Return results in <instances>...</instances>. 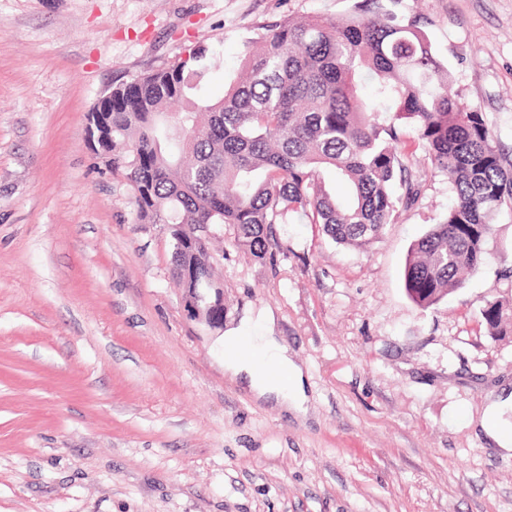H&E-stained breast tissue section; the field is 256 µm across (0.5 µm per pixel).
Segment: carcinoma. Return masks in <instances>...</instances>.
I'll use <instances>...</instances> for the list:
<instances>
[{"label": "carcinoma", "instance_id": "obj_1", "mask_svg": "<svg viewBox=\"0 0 512 512\" xmlns=\"http://www.w3.org/2000/svg\"><path fill=\"white\" fill-rule=\"evenodd\" d=\"M400 0H360L339 19L281 18L243 42L244 75L217 100L197 97L216 51L200 43L188 58L112 88L97 112L108 119L95 158L122 170L143 224H168L173 274L224 284L179 241L230 224L237 247L273 260L274 225L300 217L339 245L379 239L400 201L417 189L398 149L395 121L409 119L431 163L448 176L455 206L406 259L404 288L429 308L461 287L485 261L492 216L512 210V159L494 145L484 114L448 94L450 76L433 54L421 16L399 15ZM368 97L359 94L362 78ZM185 101L177 113L169 104ZM396 110L379 122L380 106ZM404 197L395 194V184ZM507 306L481 311L492 336L507 327Z\"/></svg>", "mask_w": 512, "mask_h": 512}]
</instances>
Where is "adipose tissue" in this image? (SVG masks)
Segmentation results:
<instances>
[{
    "label": "adipose tissue",
    "instance_id": "1",
    "mask_svg": "<svg viewBox=\"0 0 512 512\" xmlns=\"http://www.w3.org/2000/svg\"><path fill=\"white\" fill-rule=\"evenodd\" d=\"M271 310L224 337V370L242 377L255 399L274 401L280 411L306 416L304 373L290 357L288 348L274 334Z\"/></svg>",
    "mask_w": 512,
    "mask_h": 512
}]
</instances>
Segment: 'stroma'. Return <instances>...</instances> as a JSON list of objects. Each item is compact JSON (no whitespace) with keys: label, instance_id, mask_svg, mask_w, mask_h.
I'll use <instances>...</instances> for the list:
<instances>
[{"label":"stroma","instance_id":"35a3bbf8","mask_svg":"<svg viewBox=\"0 0 512 512\" xmlns=\"http://www.w3.org/2000/svg\"><path fill=\"white\" fill-rule=\"evenodd\" d=\"M357 0H0V512H512V452L479 429L512 385V211L486 263L423 310L411 245L455 202L405 120L419 188L381 237L350 247L302 219L261 262L209 228L225 328L271 309L307 377L306 418L224 374L223 330L191 320L164 224H142L101 170L86 114L197 42L217 99L261 24L336 19ZM426 18L449 92L512 157V0H401ZM508 310L503 302L495 301L489 302L481 311L482 321L490 335L499 336L506 330L507 320L505 315H507Z\"/></svg>","mask_w":512,"mask_h":512}]
</instances>
